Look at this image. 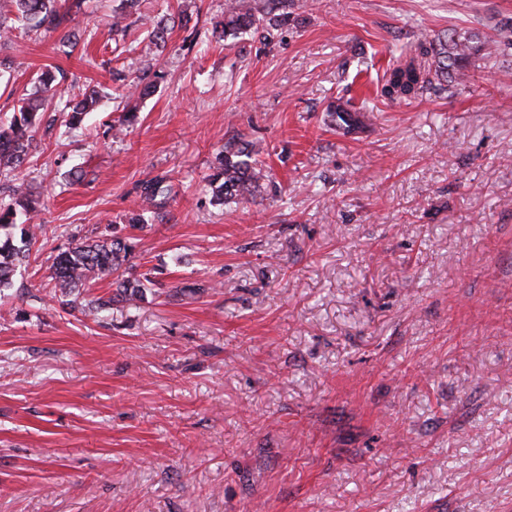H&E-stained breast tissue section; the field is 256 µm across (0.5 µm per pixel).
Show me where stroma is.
Segmentation results:
<instances>
[{"label":"stroma","mask_w":512,"mask_h":512,"mask_svg":"<svg viewBox=\"0 0 512 512\" xmlns=\"http://www.w3.org/2000/svg\"><path fill=\"white\" fill-rule=\"evenodd\" d=\"M124 11L87 0L68 57L60 31L0 44L1 115L47 67L100 95L76 130L43 112L22 168L43 232L0 291V512H512V56L375 95L420 37L500 38L512 0H293L219 43L224 0H147L125 35ZM116 69L158 75L118 136ZM229 141L273 184L215 205ZM110 225L161 275L102 321L109 280L65 307L50 266ZM329 112H335V114H331V116L336 118V124L344 125L348 128L358 127L362 123L361 118L365 117V115L361 113L363 112L361 108H354V106L350 104V101H344V99H338ZM163 181L162 177H155L143 182L140 186V196L142 200L141 213H136L132 218V226L139 224H148L145 218L146 213H156V210L161 207L162 202L158 197L163 194Z\"/></svg>","instance_id":"stroma-1"}]
</instances>
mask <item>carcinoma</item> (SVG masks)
I'll return each mask as SVG.
<instances>
[{"label": "carcinoma", "mask_w": 512, "mask_h": 512, "mask_svg": "<svg viewBox=\"0 0 512 512\" xmlns=\"http://www.w3.org/2000/svg\"><path fill=\"white\" fill-rule=\"evenodd\" d=\"M17 15L15 21L27 29L54 33L63 30L72 22L73 16L81 10L83 0H12ZM254 13L240 3L229 0L224 4V23L214 27L218 37L237 35L256 25ZM484 52L491 60L501 54V41H486L480 46L462 39L456 34L445 33L430 41H421L405 52L403 59L392 65L383 76L380 96L389 101L409 100L424 93L432 85H450L455 88L469 82L468 62L472 55ZM36 82L46 96L22 95L17 112L9 120H0V169L17 171L26 162L33 145L32 129L37 114L45 105L54 100L59 81L56 72L46 69L36 77ZM97 102V94L88 88H79V82L70 84L69 98L64 103L68 124L78 126L87 112ZM335 114L336 124L355 128L361 124L364 114L354 108L350 101L339 99L330 109ZM266 180L263 170L252 158V152L234 143L224 144V153L218 159V166L208 179L211 201L222 205L229 202H248L260 192L262 181ZM163 178L155 177L140 186L141 212L131 218L133 225L147 223L145 214L156 213L161 207L158 197L163 194ZM9 202L0 201V288L12 286L18 265L25 258L24 248L14 244L15 235L27 244L37 239L42 226L33 223L35 207L24 183L8 188ZM133 248L127 239L120 236L102 238L92 242H73L59 252L51 266V280L60 295L69 299L76 289L84 288L102 277H112L115 286L109 297L90 302L94 313L112 309V303L120 302L130 308L136 307L139 293L145 284L154 282L151 271L137 278L125 276L130 269Z\"/></svg>", "instance_id": "cac0c4a2"}]
</instances>
